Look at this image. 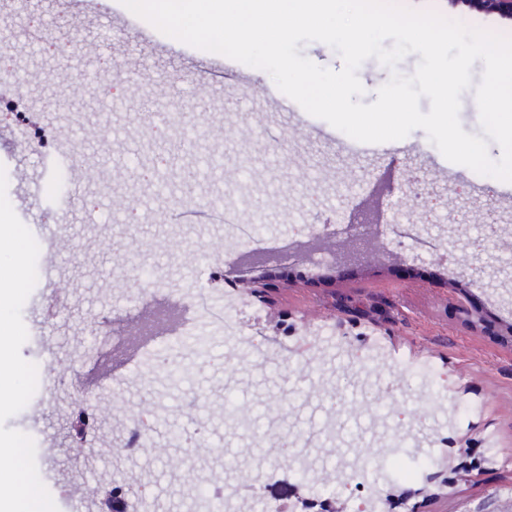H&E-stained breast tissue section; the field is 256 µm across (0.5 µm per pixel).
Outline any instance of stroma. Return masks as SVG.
<instances>
[{
	"instance_id": "obj_1",
	"label": "stroma",
	"mask_w": 512,
	"mask_h": 512,
	"mask_svg": "<svg viewBox=\"0 0 512 512\" xmlns=\"http://www.w3.org/2000/svg\"><path fill=\"white\" fill-rule=\"evenodd\" d=\"M400 2L512 37V20L449 0ZM122 13L120 0H0V33L23 46L0 88V206L29 241L28 277L0 306L21 330L11 357L24 371L0 405V439L23 440L51 512H96L90 489L115 481L130 492L129 512L148 499L154 512H206L209 489L194 473L233 484L248 465L251 439L225 419L229 404L260 431L287 435L317 471L312 491L344 496L345 512L355 504L336 479L341 448L386 449L382 480L394 489L414 462L425 464L395 512H512V322L503 316L512 250L488 239L495 228L512 241L502 189L477 173L449 177L450 161L421 129L388 154L353 153L344 134H310L307 112L263 104L280 90L242 63L246 85L199 96L227 57L168 36L166 53L153 54L139 27L119 23ZM113 56L122 72L101 67ZM419 60L410 54L391 69L366 59L362 102ZM123 76L140 88L117 106L107 91ZM159 101L198 118L155 138ZM10 102L51 145L14 139ZM188 169L199 204L221 201L235 223L184 217ZM408 174L435 204L428 219L398 202ZM364 208L374 221L359 237ZM46 224L59 227L51 278ZM298 224L328 226L331 238L297 235ZM400 225L418 226L427 247L401 249ZM257 282L269 286L266 301L249 294ZM202 290L215 313L226 294L240 298L236 334L202 317ZM470 310L481 321L470 322ZM365 333L392 350L370 385L353 343ZM413 351L434 375L406 370ZM55 358L68 368L50 381L44 369ZM80 388L121 400L78 438L70 423ZM131 411L151 424L150 448L135 456L121 450ZM197 431L206 449L186 455ZM301 486L297 470L269 463L255 512Z\"/></svg>"
}]
</instances>
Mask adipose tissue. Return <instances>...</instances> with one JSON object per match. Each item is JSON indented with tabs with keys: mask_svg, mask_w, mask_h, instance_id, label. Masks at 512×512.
<instances>
[{
	"mask_svg": "<svg viewBox=\"0 0 512 512\" xmlns=\"http://www.w3.org/2000/svg\"><path fill=\"white\" fill-rule=\"evenodd\" d=\"M28 240L19 225L0 210V253L9 256L0 265V300L17 291L27 275ZM21 440L0 441V512H43L37 484L25 465Z\"/></svg>",
	"mask_w": 512,
	"mask_h": 512,
	"instance_id": "adipose-tissue-1",
	"label": "adipose tissue"
}]
</instances>
